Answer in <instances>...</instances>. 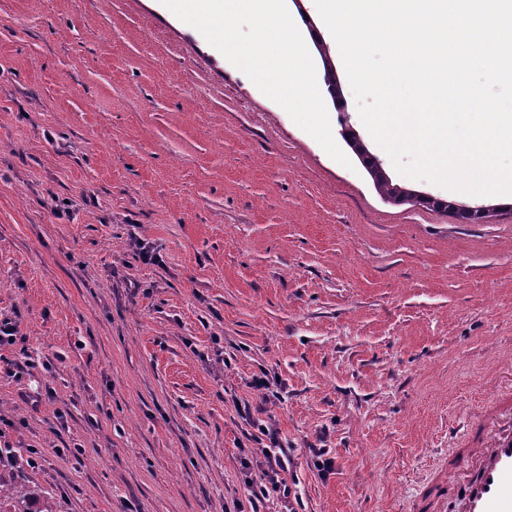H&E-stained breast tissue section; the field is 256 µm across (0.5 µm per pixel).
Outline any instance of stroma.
<instances>
[{
    "label": "stroma",
    "mask_w": 512,
    "mask_h": 512,
    "mask_svg": "<svg viewBox=\"0 0 512 512\" xmlns=\"http://www.w3.org/2000/svg\"><path fill=\"white\" fill-rule=\"evenodd\" d=\"M285 5L333 136L492 213L384 200L159 0H0V359L53 364L0 374V472L54 512H225L259 422L305 512H407L512 364V197L397 173L314 0Z\"/></svg>",
    "instance_id": "stroma-1"
}]
</instances>
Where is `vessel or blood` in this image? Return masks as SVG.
Returning <instances> with one entry per match:
<instances>
[{
	"mask_svg": "<svg viewBox=\"0 0 512 512\" xmlns=\"http://www.w3.org/2000/svg\"><path fill=\"white\" fill-rule=\"evenodd\" d=\"M474 445L454 461L456 478L426 487L414 512H512V404L469 422Z\"/></svg>",
	"mask_w": 512,
	"mask_h": 512,
	"instance_id": "vessel-or-blood-1",
	"label": "vessel or blood"
}]
</instances>
